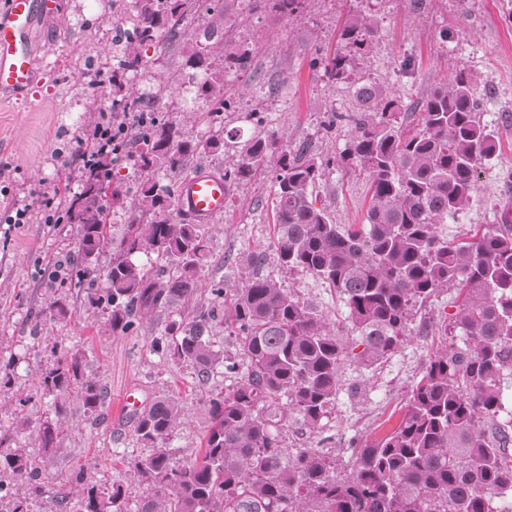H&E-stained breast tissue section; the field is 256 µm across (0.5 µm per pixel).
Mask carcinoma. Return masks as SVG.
Segmentation results:
<instances>
[{
    "mask_svg": "<svg viewBox=\"0 0 512 512\" xmlns=\"http://www.w3.org/2000/svg\"><path fill=\"white\" fill-rule=\"evenodd\" d=\"M219 2L136 0L142 39L130 54L143 70L166 63L179 30ZM262 2L290 19L306 0ZM375 35L373 18L353 14L341 31L350 51L314 62L328 81L348 84L356 104L354 115L329 121L330 129L350 120L355 125L338 157L323 162L306 146L292 148L260 131L238 142L224 167L229 187L276 169L269 248L281 269L310 274L344 301L360 364H381L397 352L416 304L450 286L459 291L456 312L437 328L448 341L412 389L398 427L378 440L351 441L356 459L344 474L318 448L286 447L281 427L291 414L311 428L320 424L336 400L347 345L324 315L274 278L254 274L230 295L224 280H204L210 240L158 183L161 175L183 180L194 157L224 150V87L230 74L246 72L252 46L226 47L218 63L210 46L185 42L181 66L200 75L199 119L209 135H191L162 117L131 128V157L140 173L135 191L112 174L110 159L82 173L80 193L61 189L66 223L80 232L66 287H88L99 255L111 253L100 286L86 298L112 335L136 332L164 314L154 351L192 367L200 381L219 368L237 379L231 392L209 397L202 457L189 463L173 462L172 438L183 412L177 398H158L135 414L136 440L150 449L127 460L148 491L138 512H503L501 503L512 496V417L498 420L512 379V224L463 241L437 232L476 202L480 169L496 157L497 142L482 120L485 107L469 71L455 72L414 106L386 86L352 80ZM150 47L155 52L146 60L142 49ZM111 81L112 92L121 94L113 113L144 108L141 97L123 92L117 75ZM336 165L370 181L362 224H336L327 207L314 205L325 169ZM112 206L128 214L119 238L107 231ZM204 291L222 303L231 296L222 320L236 336L240 358L214 346L215 309L174 310ZM36 393H72L94 424L105 420L107 390L84 375L78 351L41 370ZM64 412V403L53 402V417L38 432L46 451L58 441ZM2 473L18 479L8 490L13 512H34L51 491L40 461L18 448L0 450ZM83 474L81 465L76 492L62 499L65 512H130L125 485L85 482Z\"/></svg>",
    "mask_w": 512,
    "mask_h": 512,
    "instance_id": "carcinoma-1",
    "label": "carcinoma"
}]
</instances>
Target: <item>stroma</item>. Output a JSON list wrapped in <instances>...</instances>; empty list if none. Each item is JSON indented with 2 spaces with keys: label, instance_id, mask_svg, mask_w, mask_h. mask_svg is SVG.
<instances>
[{
  "label": "stroma",
  "instance_id": "obj_1",
  "mask_svg": "<svg viewBox=\"0 0 512 512\" xmlns=\"http://www.w3.org/2000/svg\"><path fill=\"white\" fill-rule=\"evenodd\" d=\"M353 13L373 16L377 34L360 74L389 85L401 98L417 103L440 80L456 71L478 80L485 120L499 140L496 158L483 166L476 202L456 220L440 225L442 235L466 239L467 229L499 223L512 198V0H308L292 20L253 9L250 0H227L224 9L194 20L197 37L212 36L214 54L239 42L252 45L249 71L231 78L226 96L240 112L265 114L264 126L227 119V129L241 138L256 128L284 136L290 146L310 142L319 159L337 155L353 133V124L335 130L326 125L335 112L351 106L343 84L323 80L313 59L332 55L340 45L345 18ZM101 0H52V9L35 33L37 78L28 101L0 94V365L12 374L0 390V442L28 451L38 446V430L49 414L47 399L34 395L36 378L49 363L52 348L80 351L86 376L99 380L109 394L102 425H94L76 396L65 399L64 432L46 456L44 477L66 494L77 485L76 468L86 478L102 477L128 485L130 499L140 502L144 487L132 483L125 461L146 455L133 436L132 417L119 402L134 389L142 402L162 396L179 398L183 416L175 430V464L200 454L210 414L207 394L232 388L234 378L217 373L197 382L191 367L151 353L155 324L134 334L115 336L93 325L94 310L83 294L60 288L52 265L77 254L79 227L41 221L43 196L53 185L82 186L76 156L83 129L110 111L112 86L95 84L85 68L73 66L69 51L81 46L87 60L112 55V42L94 37V30L112 26ZM278 86L273 95L259 88ZM95 111H88V103ZM272 173H261L239 185L224 214L206 226L211 240V276L223 278L227 289L241 287L242 256L265 244L273 232ZM371 196L363 178L345 169L328 170L319 198L339 224L364 221ZM29 205L30 223L7 228L4 219L13 204ZM256 274L278 279L292 295L308 301L334 324H343L342 302L301 271H282L274 255H266ZM457 291L448 289L415 306L410 335L386 362L372 367L345 363L336 400L320 427L312 429L292 418L283 430L287 447L315 446L336 456L339 469H350L351 437L374 440L386 421H400L412 388L420 380L439 336L433 325L456 310ZM66 298L72 319L51 317L48 306Z\"/></svg>",
  "mask_w": 512,
  "mask_h": 512
}]
</instances>
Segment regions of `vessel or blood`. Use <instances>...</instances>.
<instances>
[{"instance_id":"obj_1","label":"vessel or blood","mask_w":512,"mask_h":512,"mask_svg":"<svg viewBox=\"0 0 512 512\" xmlns=\"http://www.w3.org/2000/svg\"><path fill=\"white\" fill-rule=\"evenodd\" d=\"M47 0H6L0 7V93L27 95L36 80L33 33L49 12ZM229 192L222 175L200 170L185 178L177 191V207L196 221L208 222L223 213Z\"/></svg>"}]
</instances>
